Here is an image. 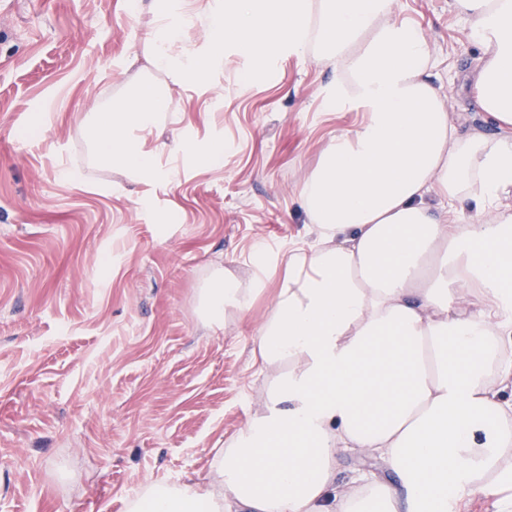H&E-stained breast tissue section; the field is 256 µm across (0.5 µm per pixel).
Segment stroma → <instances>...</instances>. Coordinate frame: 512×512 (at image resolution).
<instances>
[{
    "instance_id": "stroma-1",
    "label": "stroma",
    "mask_w": 512,
    "mask_h": 512,
    "mask_svg": "<svg viewBox=\"0 0 512 512\" xmlns=\"http://www.w3.org/2000/svg\"><path fill=\"white\" fill-rule=\"evenodd\" d=\"M418 25L448 112L485 130L478 49L451 0H394ZM131 0H0V512H123L148 483L209 472L267 380L250 361L275 279L244 320L206 328L198 290L254 252L311 242L300 190L365 114L336 72L287 56L247 82L232 55L201 83L147 68ZM169 88L157 140L219 142V164L164 152L174 181L92 158L88 126L133 83Z\"/></svg>"
}]
</instances>
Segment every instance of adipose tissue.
Masks as SVG:
<instances>
[{"label": "adipose tissue", "mask_w": 512, "mask_h": 512, "mask_svg": "<svg viewBox=\"0 0 512 512\" xmlns=\"http://www.w3.org/2000/svg\"><path fill=\"white\" fill-rule=\"evenodd\" d=\"M392 4L210 0L211 41L192 47L182 0L143 4L155 70L200 83L231 52L255 82L315 46L336 71L331 105L366 118L304 183L316 242L289 252L256 333L259 409L206 478L153 482L125 512H448L484 478L512 485V0H452L479 49L483 132L450 117L421 30L393 21ZM167 110L163 85L132 87L90 127L97 163L175 180L146 146ZM268 264L256 251L247 284L216 273L203 324L244 317ZM344 450L383 458L392 479L336 491Z\"/></svg>", "instance_id": "obj_1"}]
</instances>
